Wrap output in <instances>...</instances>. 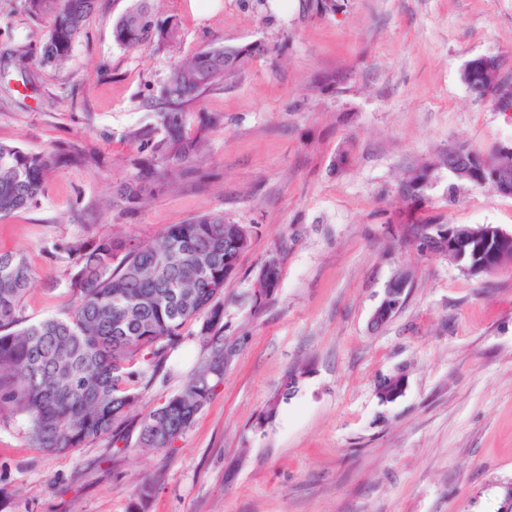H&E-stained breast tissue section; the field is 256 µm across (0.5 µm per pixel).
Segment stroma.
I'll return each mask as SVG.
<instances>
[{"label":"stroma","mask_w":512,"mask_h":512,"mask_svg":"<svg viewBox=\"0 0 512 512\" xmlns=\"http://www.w3.org/2000/svg\"><path fill=\"white\" fill-rule=\"evenodd\" d=\"M308 2L197 13L153 0L174 40L128 49L112 27L129 0H97L69 59L50 65L47 17L0 0V143L69 158L35 205L0 217V251H24L32 269L26 321L72 308L76 240L144 244L212 213L251 233L224 285V375L191 427L165 451L135 446L149 413L212 357L195 322L131 408L125 451L108 435L47 451L24 417H0V512H130L145 480V512H512V267L474 277L400 235L436 216L512 230V197L466 184L449 195L441 163L455 146L512 142V117L461 78L480 55L512 77V0H341L322 15ZM252 42L267 51L238 82L183 108L184 133L205 138L190 182L148 183L134 210L114 202L150 155L128 134L156 126L174 62ZM331 74L342 83L326 84ZM426 164L416 206L403 184ZM272 257L278 286L255 302ZM401 274L403 303L372 326ZM294 370V393L259 424ZM389 378L404 389L385 402Z\"/></svg>","instance_id":"35a3bbf8"}]
</instances>
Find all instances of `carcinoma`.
<instances>
[{
    "label": "carcinoma",
    "mask_w": 512,
    "mask_h": 512,
    "mask_svg": "<svg viewBox=\"0 0 512 512\" xmlns=\"http://www.w3.org/2000/svg\"><path fill=\"white\" fill-rule=\"evenodd\" d=\"M35 15H48L42 59L61 65L72 52L83 22L96 0H25ZM115 42L136 49L174 37L175 29L155 25L149 0H132L112 29ZM260 49L242 46L226 55L213 46L171 67L163 88V106L157 112L164 135L155 128H137L129 138L150 147L148 173L155 181L183 186L190 162L204 144V136L182 133V109L201 93L236 82ZM461 77L479 99L498 97L487 89L484 73L462 70ZM65 163L53 151L31 153L0 144V216L36 201L45 178ZM471 173L453 176L448 197L466 183L494 190L492 170L476 160ZM143 186L128 184L119 190L130 205L143 202ZM230 224L220 213L171 224L154 243L130 246L109 235L91 243L77 240L72 256V310L63 318L47 317L27 323L21 317L23 298L32 274L21 253L0 252V416L23 415L37 448L67 452L116 430L147 388L152 371L162 368L170 350L190 322L199 335L213 336L223 327L226 266L237 269L250 239L233 243L224 234ZM416 231L431 251L448 234V224L436 218L421 222ZM280 268L261 267V301L277 286ZM224 346H218L183 391L153 409L143 422L137 447H172L193 424L222 378Z\"/></svg>",
    "instance_id": "1"
}]
</instances>
